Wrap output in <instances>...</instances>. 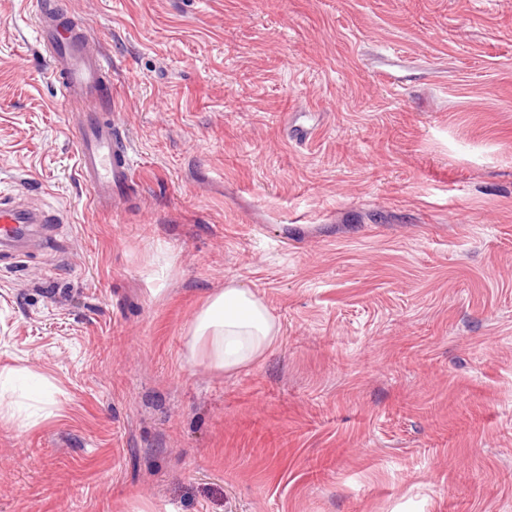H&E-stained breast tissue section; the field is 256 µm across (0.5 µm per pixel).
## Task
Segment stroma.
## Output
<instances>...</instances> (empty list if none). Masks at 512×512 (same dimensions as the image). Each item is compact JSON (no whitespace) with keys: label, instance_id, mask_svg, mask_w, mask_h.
<instances>
[{"label":"stroma","instance_id":"obj_1","mask_svg":"<svg viewBox=\"0 0 512 512\" xmlns=\"http://www.w3.org/2000/svg\"><path fill=\"white\" fill-rule=\"evenodd\" d=\"M65 5L133 181L89 203L0 0V194L54 223L0 251V512H512V0ZM232 277L278 343L188 366Z\"/></svg>","mask_w":512,"mask_h":512}]
</instances>
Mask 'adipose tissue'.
<instances>
[{
    "instance_id": "adipose-tissue-1",
    "label": "adipose tissue",
    "mask_w": 512,
    "mask_h": 512,
    "mask_svg": "<svg viewBox=\"0 0 512 512\" xmlns=\"http://www.w3.org/2000/svg\"><path fill=\"white\" fill-rule=\"evenodd\" d=\"M280 333L263 299L231 278L199 308L190 329L187 363L230 374L264 357Z\"/></svg>"
}]
</instances>
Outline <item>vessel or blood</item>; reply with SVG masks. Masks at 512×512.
I'll list each match as a JSON object with an SVG mask.
<instances>
[{"label":"vessel or blood","instance_id":"vessel-or-blood-1","mask_svg":"<svg viewBox=\"0 0 512 512\" xmlns=\"http://www.w3.org/2000/svg\"><path fill=\"white\" fill-rule=\"evenodd\" d=\"M35 24L58 99L73 112L77 170L93 206L111 209L134 166L122 135V115L111 110L107 77L112 65L90 30L74 22L59 0H35ZM30 221V216L0 203V240H12L16 226Z\"/></svg>","mask_w":512,"mask_h":512}]
</instances>
